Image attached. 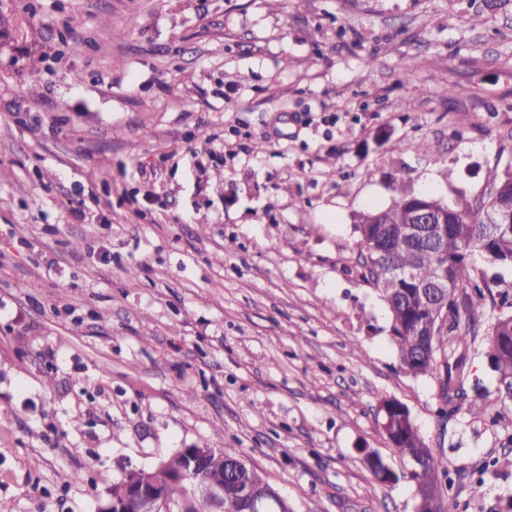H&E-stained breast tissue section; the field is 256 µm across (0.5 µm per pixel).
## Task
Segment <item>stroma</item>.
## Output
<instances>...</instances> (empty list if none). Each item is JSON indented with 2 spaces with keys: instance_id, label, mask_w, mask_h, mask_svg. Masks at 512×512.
<instances>
[{
  "instance_id": "35a3bbf8",
  "label": "stroma",
  "mask_w": 512,
  "mask_h": 512,
  "mask_svg": "<svg viewBox=\"0 0 512 512\" xmlns=\"http://www.w3.org/2000/svg\"><path fill=\"white\" fill-rule=\"evenodd\" d=\"M0 0V506L97 512L222 435L292 512H414L362 449L405 404L462 512L512 496V426L437 414L361 276L393 184L487 195L512 164V0ZM488 21L473 24L475 12ZM402 143L379 144L380 130ZM136 277H129V267Z\"/></svg>"
}]
</instances>
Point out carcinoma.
<instances>
[{
    "instance_id": "obj_1",
    "label": "carcinoma",
    "mask_w": 512,
    "mask_h": 512,
    "mask_svg": "<svg viewBox=\"0 0 512 512\" xmlns=\"http://www.w3.org/2000/svg\"><path fill=\"white\" fill-rule=\"evenodd\" d=\"M491 193L487 200L458 199L448 206V235L437 248L422 241L398 243L390 236L406 223L411 207L422 203L429 208L442 209L436 197L415 192L405 180L395 186L398 197L392 205L380 210H367L358 214L356 230L360 240H374L381 249L363 256V277L380 293L391 319V338L397 349L401 367L409 374L433 376L439 379V397L442 408L439 414L447 418L455 414L466 397L468 378V335L476 332L478 316L482 313L484 294L499 299L503 304L512 300V290L493 294L490 282L478 276L469 264V251L478 249L491 262L501 263L512 259V227L498 231L486 223L490 211L512 214V167L488 171ZM448 265L449 287L453 298L448 307L423 300L418 288L427 282L440 265ZM397 269H408L412 278L390 276ZM448 323V332L420 338L417 326L422 321L435 327L440 319ZM489 368L497 382L501 406L512 405V309L495 314L487 330ZM380 428L390 444L397 449L401 459L415 458L421 466L414 472L394 469L373 451L365 452L363 463L374 479L391 485L401 480L413 484L415 501L422 512H458L457 502L448 493L451 484L450 459L444 453L437 455L414 425L409 409L401 402L381 399L378 407ZM161 468L147 469L151 477L161 481L166 496L184 503L185 512H209L207 502L190 494L188 482L176 479L184 467L181 455L170 453L163 457ZM512 471V456L504 455L484 461L476 470L477 482L489 470ZM224 480V507L226 512H246L249 496L277 494L263 475L248 463L224 453V472L211 470L197 473L194 481Z\"/></svg>"
}]
</instances>
